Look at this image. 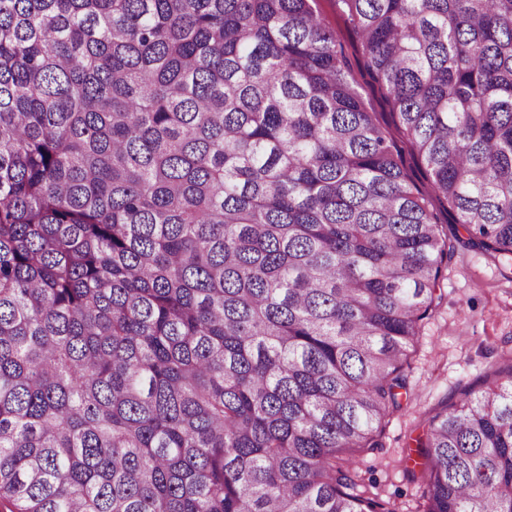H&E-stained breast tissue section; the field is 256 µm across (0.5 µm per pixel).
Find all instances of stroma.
Instances as JSON below:
<instances>
[{
	"mask_svg": "<svg viewBox=\"0 0 512 512\" xmlns=\"http://www.w3.org/2000/svg\"><path fill=\"white\" fill-rule=\"evenodd\" d=\"M316 7L333 29L354 75L390 135L398 130L390 106L366 71L361 50L334 0ZM440 304L424 320L404 366L408 390L386 419L379 448L357 457L359 492L379 494L399 512H417L424 487L414 478L415 440L441 403H456L463 390H480L505 380L512 365V275L484 252L456 244L439 283Z\"/></svg>",
	"mask_w": 512,
	"mask_h": 512,
	"instance_id": "1",
	"label": "stroma"
}]
</instances>
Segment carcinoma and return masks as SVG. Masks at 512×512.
Here are the masks:
<instances>
[{
    "mask_svg": "<svg viewBox=\"0 0 512 512\" xmlns=\"http://www.w3.org/2000/svg\"><path fill=\"white\" fill-rule=\"evenodd\" d=\"M314 2L0 0V512H395L452 241L512 261V0H335L417 192ZM416 454L512 512V368Z\"/></svg>",
    "mask_w": 512,
    "mask_h": 512,
    "instance_id": "obj_1",
    "label": "carcinoma"
}]
</instances>
